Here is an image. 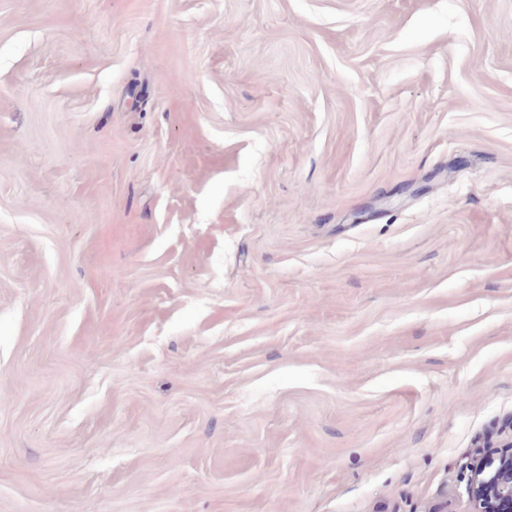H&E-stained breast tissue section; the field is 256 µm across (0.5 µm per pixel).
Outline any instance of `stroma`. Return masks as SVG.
<instances>
[{"instance_id":"35a3bbf8","label":"stroma","mask_w":512,"mask_h":512,"mask_svg":"<svg viewBox=\"0 0 512 512\" xmlns=\"http://www.w3.org/2000/svg\"><path fill=\"white\" fill-rule=\"evenodd\" d=\"M512 425V0H0V512H470Z\"/></svg>"}]
</instances>
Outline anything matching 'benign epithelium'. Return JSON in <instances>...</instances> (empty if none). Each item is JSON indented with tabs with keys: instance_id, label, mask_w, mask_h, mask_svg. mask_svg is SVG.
I'll list each match as a JSON object with an SVG mask.
<instances>
[{
	"instance_id": "obj_1",
	"label": "benign epithelium",
	"mask_w": 512,
	"mask_h": 512,
	"mask_svg": "<svg viewBox=\"0 0 512 512\" xmlns=\"http://www.w3.org/2000/svg\"><path fill=\"white\" fill-rule=\"evenodd\" d=\"M506 452L488 459L476 452L463 468L468 474L472 512H512V432L503 438Z\"/></svg>"
}]
</instances>
